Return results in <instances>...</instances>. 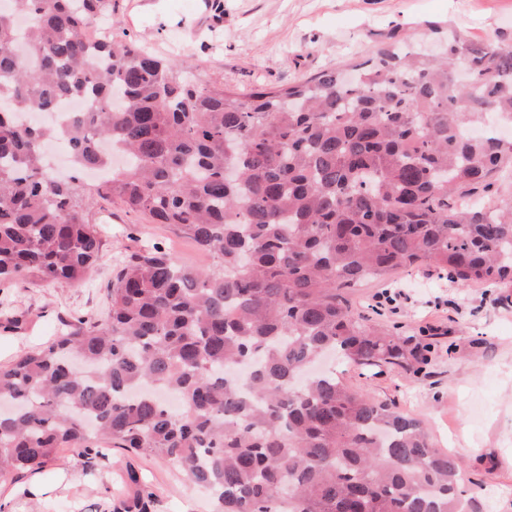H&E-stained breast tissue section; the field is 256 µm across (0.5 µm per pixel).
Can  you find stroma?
<instances>
[{"label":"stroma","instance_id":"35a3bbf8","mask_svg":"<svg viewBox=\"0 0 512 512\" xmlns=\"http://www.w3.org/2000/svg\"><path fill=\"white\" fill-rule=\"evenodd\" d=\"M214 4L222 23L202 25L201 14ZM112 19L130 40L186 67L199 84L241 95L361 61L380 45L410 39L437 49L435 26L477 43L512 39V0H112ZM88 218L102 251L82 285L0 288V302L23 317L17 331L0 332V364L43 346L62 320L102 312L112 268L126 253L160 241L187 263H209L168 226L112 201L96 199ZM385 289L399 292L396 305L374 309L375 294ZM352 299L358 313L429 351L406 367L340 363L337 374L423 420L434 446L463 460L461 489L479 499L482 512H512V288L464 286L418 266L365 284ZM433 325L442 335H425ZM131 471L154 492L156 512L212 510L208 493L190 487L171 461L120 448L87 458L65 448L56 464L0 480V512H111Z\"/></svg>","mask_w":512,"mask_h":512}]
</instances>
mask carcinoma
<instances>
[{"mask_svg": "<svg viewBox=\"0 0 512 512\" xmlns=\"http://www.w3.org/2000/svg\"><path fill=\"white\" fill-rule=\"evenodd\" d=\"M8 2L0 286L80 284L102 250L86 214L96 198L174 227L213 264L136 250L101 318L75 317L0 365V403L13 405L0 413V478L64 447L112 446L177 463L215 512H480L462 497L461 460L419 419L306 372L331 351L364 369L415 357L354 312L368 282L425 265L512 287V139L467 133L512 124V42L450 30L440 57L381 47L348 81L322 71L241 98L114 33L88 45L112 0ZM79 94L87 109L61 131L14 122ZM51 140L73 156L66 180L42 172ZM139 386L174 390L181 407L132 396ZM153 503L140 486L113 512Z\"/></svg>", "mask_w": 512, "mask_h": 512, "instance_id": "carcinoma-1", "label": "carcinoma"}]
</instances>
